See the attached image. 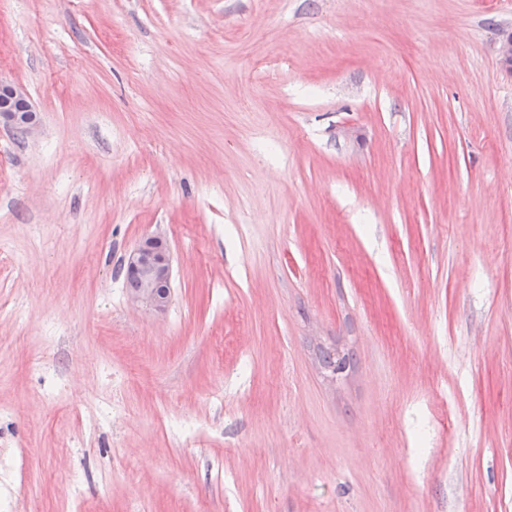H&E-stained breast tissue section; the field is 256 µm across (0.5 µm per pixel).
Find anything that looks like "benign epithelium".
I'll use <instances>...</instances> for the list:
<instances>
[{"mask_svg":"<svg viewBox=\"0 0 512 512\" xmlns=\"http://www.w3.org/2000/svg\"><path fill=\"white\" fill-rule=\"evenodd\" d=\"M0 124L38 133L39 116L27 92L15 84L0 83ZM126 274L138 279L140 288L129 295L132 303L154 312L165 311L171 302L172 258L167 240L145 237L128 255Z\"/></svg>","mask_w":512,"mask_h":512,"instance_id":"1","label":"benign epithelium"}]
</instances>
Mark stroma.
Here are the masks:
<instances>
[{
	"label": "stroma",
	"instance_id": "obj_1",
	"mask_svg": "<svg viewBox=\"0 0 512 512\" xmlns=\"http://www.w3.org/2000/svg\"><path fill=\"white\" fill-rule=\"evenodd\" d=\"M509 33L512 0H0L41 117L0 126V512H512ZM157 232L162 314L122 272Z\"/></svg>",
	"mask_w": 512,
	"mask_h": 512
}]
</instances>
